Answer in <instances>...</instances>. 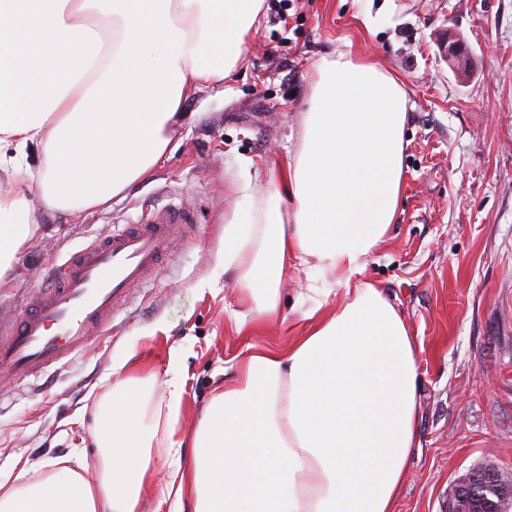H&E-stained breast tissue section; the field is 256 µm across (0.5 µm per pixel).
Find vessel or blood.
Returning <instances> with one entry per match:
<instances>
[{"label":"vessel or blood","instance_id":"obj_1","mask_svg":"<svg viewBox=\"0 0 512 512\" xmlns=\"http://www.w3.org/2000/svg\"><path fill=\"white\" fill-rule=\"evenodd\" d=\"M193 211L171 203L92 240L54 268L53 287L38 290L16 321L0 326V370L35 376L102 335L131 288L149 280Z\"/></svg>","mask_w":512,"mask_h":512}]
</instances>
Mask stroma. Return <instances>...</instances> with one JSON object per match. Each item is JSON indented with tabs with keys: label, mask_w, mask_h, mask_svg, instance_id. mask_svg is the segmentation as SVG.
Masks as SVG:
<instances>
[{
	"label": "stroma",
	"mask_w": 512,
	"mask_h": 512,
	"mask_svg": "<svg viewBox=\"0 0 512 512\" xmlns=\"http://www.w3.org/2000/svg\"><path fill=\"white\" fill-rule=\"evenodd\" d=\"M368 30L379 0H264L236 69L189 93L162 163L104 208L45 211L17 270L0 284V321H13L53 267L94 236L175 201L195 210L156 275L133 288L103 335L35 377L0 370V471L15 488L44 481L57 460L89 482L100 471L81 415L110 412L112 368L130 361L147 416L183 381L175 436L188 438L199 408L224 385V368L248 344L287 349L300 322L303 277L286 275L276 314L237 330L244 291L223 272L224 226L261 192L299 133L313 66L344 45L403 78L411 104L406 178L393 231L364 280L404 315L420 384L414 455L396 512H451L454 486L473 469L512 471V0H397ZM460 38L469 69L440 55ZM141 512H170L163 444L149 453Z\"/></svg>",
	"instance_id": "35a3bbf8"
}]
</instances>
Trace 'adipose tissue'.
<instances>
[{"mask_svg":"<svg viewBox=\"0 0 512 512\" xmlns=\"http://www.w3.org/2000/svg\"><path fill=\"white\" fill-rule=\"evenodd\" d=\"M264 0H0V281L35 231L30 181L49 211L107 206L164 157L186 93L222 83ZM409 97L378 64L338 51L313 68L298 143L247 214L224 226V267L249 312L277 310L285 271L304 274L305 329L287 350L247 345L205 405L190 458L171 441L164 493L182 512H394L419 446L416 348L397 307L362 281L396 223ZM42 155L31 171L28 148ZM333 276L344 298L332 311ZM91 485L55 466L24 492L0 476V512H138L147 452L132 379L114 384Z\"/></svg>","mask_w":512,"mask_h":512,"instance_id":"adipose-tissue-1","label":"adipose tissue"}]
</instances>
